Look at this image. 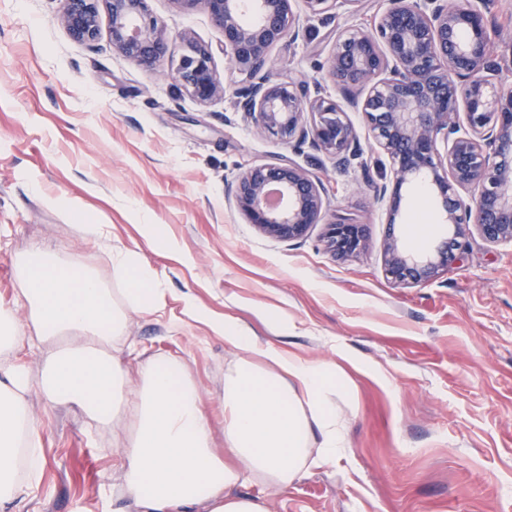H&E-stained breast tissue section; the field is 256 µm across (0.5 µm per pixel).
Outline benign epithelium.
Listing matches in <instances>:
<instances>
[{
	"label": "benign epithelium",
	"instance_id": "7a95c632",
	"mask_svg": "<svg viewBox=\"0 0 512 512\" xmlns=\"http://www.w3.org/2000/svg\"><path fill=\"white\" fill-rule=\"evenodd\" d=\"M182 9L204 6L224 32L226 60L246 73L236 91L244 117L287 144H307L338 169L358 158V136L336 100L321 87L275 80L269 50L295 42L305 18L292 0H171ZM250 5L254 19L241 16ZM488 0H388L366 27L341 32L328 77L356 100L373 139L391 160L392 208L400 190L423 181L442 199L451 232L434 251L412 254L396 240L384 244V272L399 286L428 281L461 260L474 229L487 242H512V88L495 84L500 66L487 36ZM109 21L110 46L142 65L179 55L177 81L201 104L224 94L212 51L187 37L171 39L147 0H59L55 20L76 41L100 36V9ZM236 203L267 236L303 237L330 204L328 187L291 161L242 169L232 190ZM363 224L328 225L326 247L338 260L365 247Z\"/></svg>",
	"mask_w": 512,
	"mask_h": 512
}]
</instances>
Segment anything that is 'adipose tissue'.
Returning a JSON list of instances; mask_svg holds the SVG:
<instances>
[{"label": "adipose tissue", "mask_w": 512, "mask_h": 512, "mask_svg": "<svg viewBox=\"0 0 512 512\" xmlns=\"http://www.w3.org/2000/svg\"><path fill=\"white\" fill-rule=\"evenodd\" d=\"M122 301L89 269L35 244L15 269L39 342L68 341L52 353L41 381L17 361L24 332L0 308V512H18L37 488L44 465L26 396L41 385L56 404L101 423L129 420L119 449L122 490L112 512H266L261 496L236 494L253 480L287 489L310 466L348 452L338 403L353 393L343 370L260 340L239 322L212 317L184 296L187 312L245 356L224 375V449L194 383L177 361L133 364L109 351L124 339L126 314L159 313L166 290L139 252L113 253Z\"/></svg>", "instance_id": "obj_1"}]
</instances>
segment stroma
Instances as JSON below:
<instances>
[{"instance_id":"1","label":"stroma","mask_w":512,"mask_h":512,"mask_svg":"<svg viewBox=\"0 0 512 512\" xmlns=\"http://www.w3.org/2000/svg\"><path fill=\"white\" fill-rule=\"evenodd\" d=\"M170 35L208 45L225 93L202 104L163 59L146 67L109 45L101 16L96 46L54 19L56 0H0V307L27 325L14 260L32 244L121 283L112 254L139 250L166 288L161 316L128 314L126 342L141 358L180 361L206 413L220 416L224 371L241 356L184 313L181 296L248 326L316 363L339 365L355 390L342 406L349 452L309 469L288 490L268 489L267 512H512V242L467 239L464 258L430 281L398 286L382 244L433 249L447 232L438 200L403 188L396 228L375 188L388 159L352 103L366 168L342 172L309 147L294 150L245 122L233 95L246 76L224 58V33L204 7L147 0ZM387 0L337 5L307 36L269 52L273 76L321 81L339 31L370 23ZM488 32L512 59V0H491ZM292 161L335 190L323 224L301 239L266 237L227 202L241 167ZM78 211H71V204ZM164 225L170 248L151 246L144 222ZM365 225V249L335 260L324 224ZM98 225L97 233L86 230ZM279 311L283 322L268 318ZM44 469L21 512H108L118 493L121 430L53 403L33 387Z\"/></svg>"}]
</instances>
